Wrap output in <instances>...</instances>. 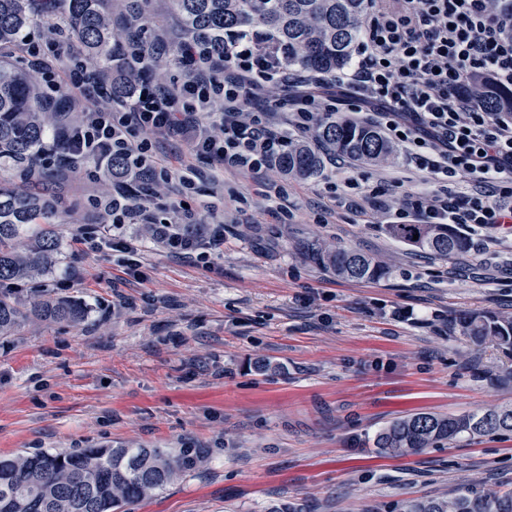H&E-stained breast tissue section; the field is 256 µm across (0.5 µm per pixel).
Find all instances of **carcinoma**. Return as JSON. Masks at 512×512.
I'll use <instances>...</instances> for the list:
<instances>
[{
  "mask_svg": "<svg viewBox=\"0 0 512 512\" xmlns=\"http://www.w3.org/2000/svg\"><path fill=\"white\" fill-rule=\"evenodd\" d=\"M114 0H0V159L25 173L44 145L49 128L60 123L67 106L47 99L32 80L30 68L9 55L34 22L64 17L68 36L82 49L85 63L102 71L112 64L114 47L139 30L112 28ZM180 18L182 42L171 59L180 64L182 48L195 47L218 62L231 39L255 36L272 46L282 73L313 71L334 77L358 43L368 0H171ZM161 62L122 79L114 93L145 78L164 79ZM479 102L512 110V92L472 82ZM374 164L393 154L381 131L370 124L325 112L311 139L288 138L280 168L309 178L323 170V154ZM61 198L53 191L34 192L0 181V337L12 334L27 317L77 324L84 306L65 299L36 298L21 307L8 285L38 279L62 251V237L51 222ZM386 234L409 246L448 257L464 250L466 237L451 224H386ZM418 239H413V236ZM319 260L354 281H375L386 267L350 248L316 249ZM448 331L477 347L491 345L512 360V315L461 311L448 318ZM512 433V406L482 413L441 415L418 412L398 418L373 439L379 456H405L437 448L462 436L493 437ZM204 462L189 448H133L128 445L79 451H40L0 457V512H126L127 507L195 471ZM392 512H512V489L459 488L448 497L403 500Z\"/></svg>",
  "mask_w": 512,
  "mask_h": 512,
  "instance_id": "cac0c4a2",
  "label": "carcinoma"
}]
</instances>
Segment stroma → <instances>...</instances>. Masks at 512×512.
Here are the masks:
<instances>
[{
  "label": "stroma",
  "instance_id": "35a3bbf8",
  "mask_svg": "<svg viewBox=\"0 0 512 512\" xmlns=\"http://www.w3.org/2000/svg\"><path fill=\"white\" fill-rule=\"evenodd\" d=\"M170 0H153L144 42L174 49ZM150 154L172 178L160 218L189 206L224 223L205 260L150 238L136 258L84 241L112 177L76 170L58 185L63 253L16 296L80 301L75 326L23 322L0 339V456L134 444L208 449L207 463L132 512H373L449 490L512 488V434L381 457L371 439L415 412L512 405V362L450 335L458 310L512 314V236L451 259L412 250L383 226L402 192L426 188L401 152L384 164L341 159L322 176L236 173L177 135ZM357 187L345 184L346 178ZM369 186L383 196L363 200ZM350 247L386 264L354 282L308 256ZM273 365L256 371L257 361Z\"/></svg>",
  "mask_w": 512,
  "mask_h": 512
}]
</instances>
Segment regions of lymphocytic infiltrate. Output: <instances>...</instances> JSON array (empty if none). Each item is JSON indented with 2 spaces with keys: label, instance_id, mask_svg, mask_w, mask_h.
Returning <instances> with one entry per match:
<instances>
[{
  "label": "lymphocytic infiltrate",
  "instance_id": "1",
  "mask_svg": "<svg viewBox=\"0 0 512 512\" xmlns=\"http://www.w3.org/2000/svg\"><path fill=\"white\" fill-rule=\"evenodd\" d=\"M182 63L190 77L160 89L150 84L116 97L105 78L75 63L68 76L70 104L81 118L68 137L71 165L94 163L105 170L111 158L125 157L128 171L150 164L146 144L134 135H180L192 149L221 166L257 172L271 167L280 134L242 117L273 66L248 38L226 47L223 70H214L196 51ZM478 77L512 87V13L496 11L491 0H371L360 51L338 84L359 91L353 109L367 113L402 149L405 163L427 174L433 187L406 194L394 212L403 224H456L476 233L482 246L512 234V113L488 112L467 82ZM292 125L308 130L315 114L336 111L341 95L318 76L297 80L290 95ZM219 104L216 125L200 118ZM108 217L103 231L112 247L137 253L130 224H149L169 252L189 255L224 243L223 225L208 240L187 232L192 210L177 221L158 219L150 205L118 184L98 202Z\"/></svg>",
  "mask_w": 512,
  "mask_h": 512
}]
</instances>
